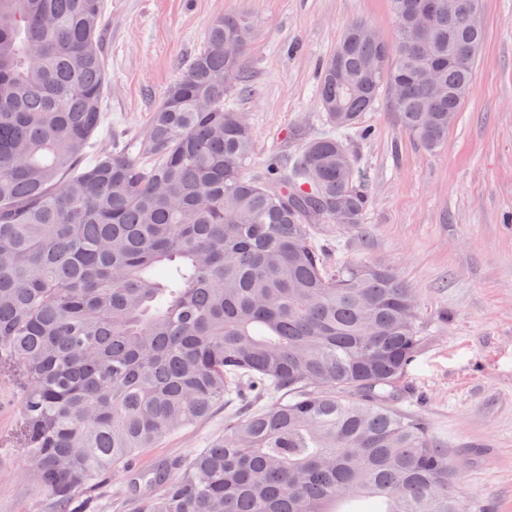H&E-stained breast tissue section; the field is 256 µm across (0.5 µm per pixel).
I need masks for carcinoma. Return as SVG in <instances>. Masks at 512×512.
Segmentation results:
<instances>
[{
    "mask_svg": "<svg viewBox=\"0 0 512 512\" xmlns=\"http://www.w3.org/2000/svg\"><path fill=\"white\" fill-rule=\"evenodd\" d=\"M421 5L389 0L390 40L346 25L319 83L329 132L257 179L231 104L244 18L214 21L144 134L107 148L102 0H0V383L20 395L0 443L30 449L48 512H82L120 470L144 486L135 512H471L448 449L396 405L422 343L414 289L314 240L338 204L362 222L346 137L382 91L430 150L462 108L485 31ZM233 395L223 437L135 471Z\"/></svg>",
    "mask_w": 512,
    "mask_h": 512,
    "instance_id": "cac0c4a2",
    "label": "carcinoma"
}]
</instances>
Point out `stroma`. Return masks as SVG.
<instances>
[{
  "label": "stroma",
  "mask_w": 512,
  "mask_h": 512,
  "mask_svg": "<svg viewBox=\"0 0 512 512\" xmlns=\"http://www.w3.org/2000/svg\"><path fill=\"white\" fill-rule=\"evenodd\" d=\"M102 143L143 134L155 107L203 47L214 20L252 26L248 78L233 96L254 130L251 175L269 155L293 161L327 124L321 68L345 26L383 38L387 0H103ZM486 38L448 137L427 150L396 123L388 100L363 113L370 139L347 137L369 206L360 225L315 231L326 260L387 266L419 300L420 351L399 407L420 414L447 448L451 486L472 512H512V0H480ZM224 433V410L137 457L141 469L188 460ZM25 449L0 446V512L47 500L21 475Z\"/></svg>",
  "instance_id": "obj_1"
}]
</instances>
